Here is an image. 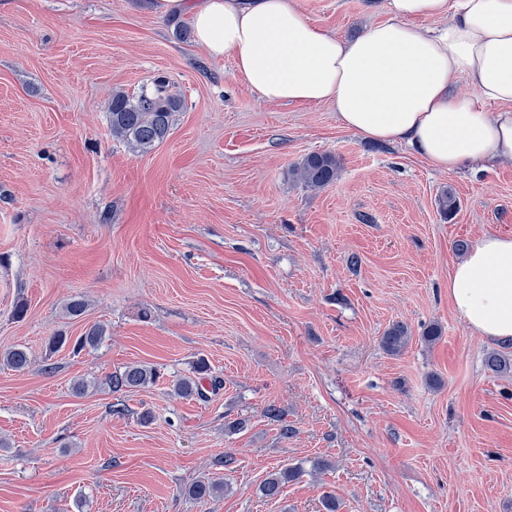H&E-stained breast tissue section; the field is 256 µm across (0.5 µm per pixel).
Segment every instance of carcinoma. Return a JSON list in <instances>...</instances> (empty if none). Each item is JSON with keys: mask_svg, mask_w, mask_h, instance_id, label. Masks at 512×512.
I'll return each instance as SVG.
<instances>
[{"mask_svg": "<svg viewBox=\"0 0 512 512\" xmlns=\"http://www.w3.org/2000/svg\"><path fill=\"white\" fill-rule=\"evenodd\" d=\"M183 99L168 90L166 81L156 78L151 85L141 87L136 94L115 91L107 103L106 112L112 131V137L126 143L134 152H149L162 144L169 136L172 117L183 108ZM339 163L335 155L327 152L308 154L296 169L298 179L310 189H321L331 184L337 175ZM440 213L453 214L458 209L457 196L453 189L443 191L437 199ZM104 329L93 326L83 335L71 339L63 333L49 337L47 352L53 354L65 346L80 353L94 350L103 341ZM411 340L409 328L396 323L380 336V345L390 355H396L407 347ZM3 362L16 371L26 369L30 363L29 353L24 348H13L3 355ZM485 366L495 374L506 373L512 368V362L499 351H491L485 357ZM192 375L177 379L173 392L181 398L207 400L208 393L216 392L222 381L211 375V369L203 358L197 359L192 367ZM163 377L160 369L144 364H129L106 378V385L113 393L133 391L153 385ZM298 467H286L271 472L260 484L261 496L269 499L278 497L285 484L302 476ZM187 494L196 500L205 502L224 494V481L208 479L191 484Z\"/></svg>", "mask_w": 512, "mask_h": 512, "instance_id": "1", "label": "carcinoma"}]
</instances>
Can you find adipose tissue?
I'll return each instance as SVG.
<instances>
[{"mask_svg": "<svg viewBox=\"0 0 512 512\" xmlns=\"http://www.w3.org/2000/svg\"><path fill=\"white\" fill-rule=\"evenodd\" d=\"M190 12L196 44L231 56L261 99L328 103L345 128L401 143L456 172L512 158V0H389L387 20L354 40L308 22L293 0H158ZM443 19L438 29L422 20ZM466 78L476 96L452 94ZM469 330L512 339V236L476 238L448 277Z\"/></svg>", "mask_w": 512, "mask_h": 512, "instance_id": "1", "label": "adipose tissue"}]
</instances>
